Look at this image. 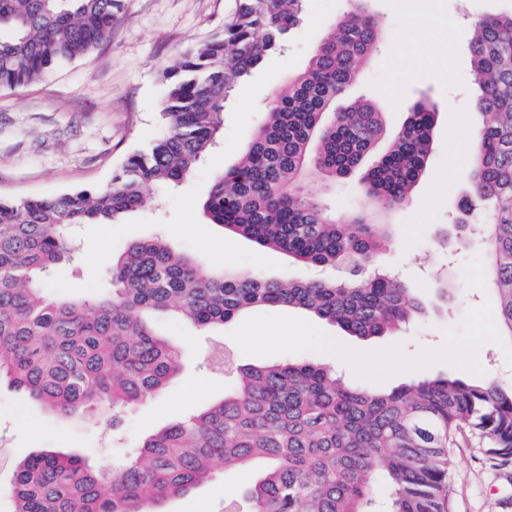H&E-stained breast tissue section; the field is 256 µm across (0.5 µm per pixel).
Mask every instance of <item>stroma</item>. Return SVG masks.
Listing matches in <instances>:
<instances>
[{"instance_id":"35a3bbf8","label":"stroma","mask_w":512,"mask_h":512,"mask_svg":"<svg viewBox=\"0 0 512 512\" xmlns=\"http://www.w3.org/2000/svg\"><path fill=\"white\" fill-rule=\"evenodd\" d=\"M426 6L447 17L448 28L435 30L409 19L403 0H372L384 37L336 106L344 108L362 95L371 98L391 136L415 101L426 98L436 107L427 173L407 204L383 207L394 246L382 268L413 289L426 302L427 312L404 332L368 340L292 308H257L226 329L207 333L159 319V327L181 352L182 368L153 397L120 412L119 430L92 416L60 417L26 392L1 383L0 440L12 457L43 448L79 450L95 465L112 466L145 436L223 398L224 375L207 359L219 340L242 365L312 360L337 366L349 379L375 388H393L402 378L375 369L368 361L372 354L406 361L418 379L453 373L467 381L496 377L512 384V340L492 326L497 309L483 272V246L453 237L447 238V246L439 244L469 192L464 167L449 160L448 145L473 137L471 27L505 4L426 0ZM232 8L233 0H121L111 37L91 54L31 84L0 89V198L107 186L128 155L148 148L163 132V70L186 48L204 45L221 30ZM346 8V0H308L286 48L268 53L233 88L220 141L191 178L174 189L146 187L149 204L121 223L80 225L79 258L49 271L50 291L80 299L108 293L113 254L129 242L157 235L208 266H232L270 278L314 276L313 268L286 254L258 249L206 223L200 203L214 178L237 161L276 92L288 76L304 71ZM440 278L453 287L446 304L435 293ZM327 337L332 346L324 345ZM451 454L445 512H512V461L490 458L482 442L467 434L458 437ZM261 471V463L250 462L219 472L189 494L168 500L164 508L222 512L225 498L240 494Z\"/></svg>"}]
</instances>
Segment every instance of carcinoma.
Instances as JSON below:
<instances>
[{
    "instance_id": "1",
    "label": "carcinoma",
    "mask_w": 512,
    "mask_h": 512,
    "mask_svg": "<svg viewBox=\"0 0 512 512\" xmlns=\"http://www.w3.org/2000/svg\"><path fill=\"white\" fill-rule=\"evenodd\" d=\"M371 0H349L333 35L305 71L271 101L247 150L214 181L204 218L261 249L331 271L314 279H268L208 268L154 237L126 245L110 267L112 292L94 300L47 292L43 275L72 257V229L114 224L144 208L147 185L178 186L218 143L224 106L301 21L306 0H234L224 28L186 50L163 73L164 133L129 155L104 188L0 201V376L61 416L101 413L154 396L181 368V355L154 319L202 331L259 307H296L352 336L393 335L426 312L424 302L380 269L391 242L375 204L407 203L430 162L436 108L414 102L385 152L386 128L369 99L331 108L377 48ZM120 0H0V88L28 85L97 49L112 34ZM478 133L470 144L467 215L491 205L469 233L487 244L484 273L500 332L512 338V7L480 20L469 43ZM363 176L367 205L336 216L320 175ZM224 398L147 437L110 471L81 456L33 451L14 464L11 512H161L218 471L251 460L266 471L224 512H443L461 430L512 458V385L453 375L380 391L312 362L233 365Z\"/></svg>"
}]
</instances>
